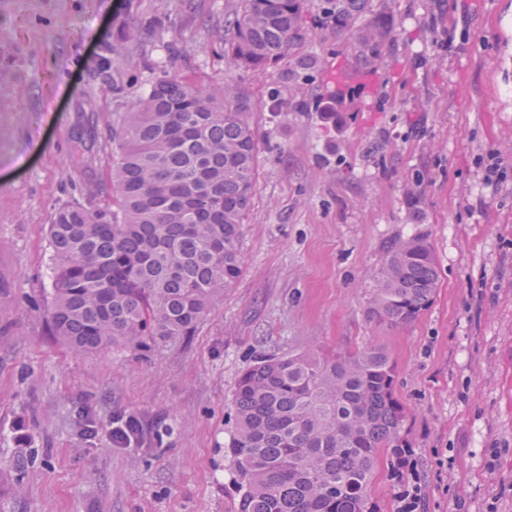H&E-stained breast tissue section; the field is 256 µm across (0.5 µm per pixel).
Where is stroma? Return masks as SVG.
<instances>
[{
  "instance_id": "35a3bbf8",
  "label": "stroma",
  "mask_w": 512,
  "mask_h": 512,
  "mask_svg": "<svg viewBox=\"0 0 512 512\" xmlns=\"http://www.w3.org/2000/svg\"><path fill=\"white\" fill-rule=\"evenodd\" d=\"M237 7L0 0V512H235L225 450L242 370L258 355L371 344L395 364L413 451L409 468L380 459L377 512H397L408 485L420 512H512V0H370L392 39L337 127L314 106L336 72L358 69L350 39L309 8L295 53L318 67L300 88L285 60L228 65ZM126 17L164 27L102 78L99 47ZM171 67L250 99L260 153L242 273L194 335L78 354L44 302L48 226L106 182L127 88ZM493 152L502 177L489 184ZM413 236L432 245L440 284L392 330L370 318V296L394 241ZM128 415L139 434L114 446L112 421Z\"/></svg>"
}]
</instances>
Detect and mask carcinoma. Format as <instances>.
Listing matches in <instances>:
<instances>
[{"label":"carcinoma","instance_id":"carcinoma-1","mask_svg":"<svg viewBox=\"0 0 512 512\" xmlns=\"http://www.w3.org/2000/svg\"><path fill=\"white\" fill-rule=\"evenodd\" d=\"M224 19V53L239 68L263 69L304 38L308 0H238ZM368 0H318V23L353 37L357 58L375 67L391 40L387 18H360ZM153 20L124 31L141 39ZM120 43H106L98 75ZM338 97L317 101L325 123L342 121ZM251 104L236 85L203 86L178 71L132 96L110 130L117 161L112 202L90 197L56 208L49 224L54 333L76 352L192 335L242 273L240 241L252 208L258 139ZM439 286L431 245L397 240L376 280L368 313L406 329ZM395 367L381 346L321 357L261 356L240 374L228 448L236 512H377L371 486L380 451L403 447L406 411L394 394Z\"/></svg>","mask_w":512,"mask_h":512}]
</instances>
